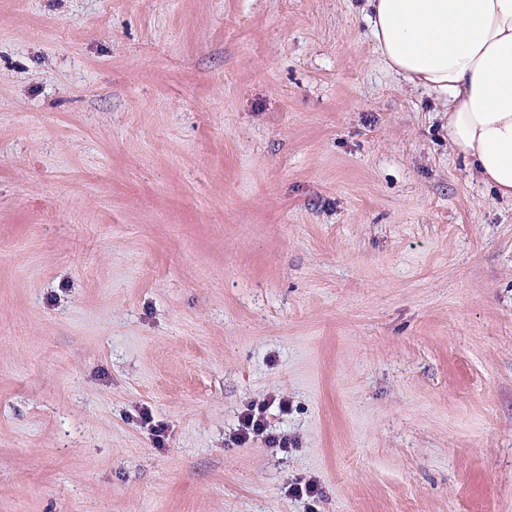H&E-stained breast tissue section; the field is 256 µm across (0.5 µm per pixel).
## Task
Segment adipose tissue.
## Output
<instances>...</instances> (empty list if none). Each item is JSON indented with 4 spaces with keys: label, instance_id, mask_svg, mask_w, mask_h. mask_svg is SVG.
Masks as SVG:
<instances>
[{
    "label": "adipose tissue",
    "instance_id": "1",
    "mask_svg": "<svg viewBox=\"0 0 512 512\" xmlns=\"http://www.w3.org/2000/svg\"><path fill=\"white\" fill-rule=\"evenodd\" d=\"M388 67L448 107V140L512 200V0H367Z\"/></svg>",
    "mask_w": 512,
    "mask_h": 512
}]
</instances>
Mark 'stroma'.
Here are the masks:
<instances>
[{
    "mask_svg": "<svg viewBox=\"0 0 512 512\" xmlns=\"http://www.w3.org/2000/svg\"><path fill=\"white\" fill-rule=\"evenodd\" d=\"M365 5L0 0V512H512V200Z\"/></svg>",
    "mask_w": 512,
    "mask_h": 512,
    "instance_id": "35a3bbf8",
    "label": "stroma"
}]
</instances>
